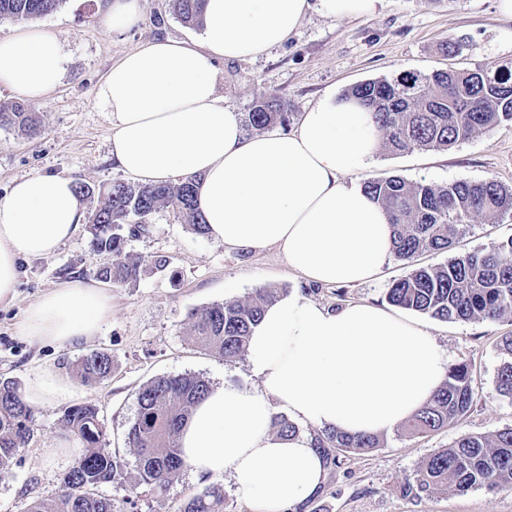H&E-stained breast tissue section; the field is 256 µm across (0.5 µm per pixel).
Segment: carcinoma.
Here are the masks:
<instances>
[{
  "instance_id": "1",
  "label": "carcinoma",
  "mask_w": 512,
  "mask_h": 512,
  "mask_svg": "<svg viewBox=\"0 0 512 512\" xmlns=\"http://www.w3.org/2000/svg\"><path fill=\"white\" fill-rule=\"evenodd\" d=\"M64 0H0V18L33 19L57 11ZM204 0H171L172 13L186 24L203 23ZM351 97L372 113L382 144L391 152L446 150L471 135L512 121V66L495 71L406 70L392 78L366 80L347 88ZM293 113L277 96L255 102L245 113V126L261 131L290 124ZM0 127L21 133L35 129V113L23 102L0 105ZM363 189L381 204L394 226V257L410 264L426 252L446 251L453 239L466 234L479 218L512 211V189L493 178L459 180L446 185L407 181L393 176L369 179ZM103 196L89 226L91 250L105 262L94 266V277L123 287L142 274L138 258L127 251L128 238L146 231L147 219L172 208L198 235L207 225L196 207L197 181L133 184L114 180L95 189L76 185V193ZM277 288H260L245 301L225 300L196 309L189 316L190 338L226 360L247 351L249 336L264 309L279 299ZM386 298L402 309L446 321L499 320L512 316V238L491 247L457 255L440 265L413 269L393 282ZM509 360L496 380L499 395L512 399V335L502 339ZM77 375L86 385L112 375V356L92 350L78 360ZM211 383L199 375L160 376L143 384L137 395V414L126 445L135 455V485L164 488L184 470L177 435L193 406ZM471 368L459 363L448 368L447 379L407 423L412 434H425L459 421L473 406ZM35 416L19 386L0 381V478L11 473L15 457L34 431ZM61 428L75 438L82 453L64 474L60 493L35 500L26 512H115L112 498L100 488L112 482L121 463L107 448L106 427L98 407L89 401L65 408ZM282 437H295L294 423L283 415L272 420ZM353 453L379 447L375 434L350 436L327 431L318 445ZM421 491L464 493L470 489H512V427L491 437L461 434L447 448L420 464ZM222 491L209 489L188 498L179 512H221Z\"/></svg>"
}]
</instances>
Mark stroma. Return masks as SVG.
Wrapping results in <instances>:
<instances>
[{
	"instance_id": "1",
	"label": "stroma",
	"mask_w": 512,
	"mask_h": 512,
	"mask_svg": "<svg viewBox=\"0 0 512 512\" xmlns=\"http://www.w3.org/2000/svg\"><path fill=\"white\" fill-rule=\"evenodd\" d=\"M111 0H64L54 13L33 19H0V38L28 28L55 33L62 45L64 67L57 85L31 105L40 122L33 134L0 129V196L13 181L34 173L65 175L92 186L122 178L113 160L108 113L93 101L94 89L112 64L141 44L171 39L188 41L199 28L173 15L169 0H137V20L124 28L107 24ZM455 42V55H444V41ZM512 65V21L503 19L496 0H379L368 17L336 21L308 12L280 46L253 60H220L215 84L225 105L249 111L260 97L278 95L295 115L325 94L343 93L368 79L414 69H496ZM372 177L399 176L409 181L444 185L458 180L495 178L512 187V123L473 134L446 150H414L393 154L380 150ZM512 237V213L494 221H474L451 250L425 254L418 265L442 264L451 255L471 252ZM128 251L139 257L140 280L111 288L112 316L98 336L68 348L33 346L16 336L14 327L34 300L63 282L91 280L97 261L91 234L78 236L46 258L19 265L17 296L0 307V377L30 382V369L41 364L58 370L72 384L69 396L34 410L36 426L11 473L0 479V512H24L36 499H49L61 489L72 457L50 461L53 443L62 433L65 407L90 400L103 417L111 451L126 461L121 479L102 486L117 512H176L189 497L218 487L223 512H248L234 493L230 478L201 480L182 472L167 489L134 486L135 456L126 446L137 413V392L148 380L167 375L196 374L211 383L255 387L248 357L226 361L188 336L191 311L225 300H245L260 288L302 292L331 309L356 301L386 305L394 280L410 266L393 260L380 278L358 286H308L273 247L247 252L224 250L209 237L194 234L175 211L160 209L149 230L130 239ZM167 262L165 270L156 260ZM446 351L450 363H469L476 398L457 424L423 435L405 428L380 434V446L365 454L334 451L325 480L298 512H512V489H475L463 494L406 492L421 462L450 446L463 433L491 436L512 427V400L498 395L495 377L504 361L503 336L512 334V317L498 321H441L421 315ZM112 356V375L95 386L76 374L79 358L92 350Z\"/></svg>"
}]
</instances>
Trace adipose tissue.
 Listing matches in <instances>:
<instances>
[{
  "instance_id": "ef3b65f1",
  "label": "adipose tissue",
  "mask_w": 512,
  "mask_h": 512,
  "mask_svg": "<svg viewBox=\"0 0 512 512\" xmlns=\"http://www.w3.org/2000/svg\"><path fill=\"white\" fill-rule=\"evenodd\" d=\"M377 0H206L198 40H156L113 64L93 93L110 115L111 155L125 174L152 182L198 178L208 235L228 250L274 246L305 282L378 280L392 253L385 211L356 182L374 165L380 136L357 102L324 96L292 129L252 136L216 95L213 62L256 58L280 45L309 10L345 20ZM63 70L47 30L0 39V86L41 99ZM73 178L31 174L0 197V304L16 296L19 263L52 255L82 229ZM112 297L68 281L26 310L15 332L33 345L72 346L96 336ZM256 388L212 386L178 443L190 473L230 475L250 512H290L321 487L313 439L280 438L275 407L301 422L348 434L405 423L443 383L448 357L422 323L359 301L333 310L292 294L269 306L248 343ZM64 376L37 366L24 400L66 397Z\"/></svg>"
}]
</instances>
